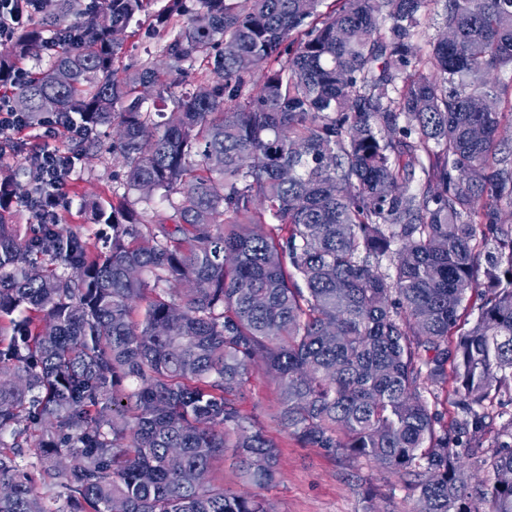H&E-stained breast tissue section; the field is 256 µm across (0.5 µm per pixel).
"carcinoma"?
<instances>
[{
  "instance_id": "carcinoma-1",
  "label": "carcinoma",
  "mask_w": 512,
  "mask_h": 512,
  "mask_svg": "<svg viewBox=\"0 0 512 512\" xmlns=\"http://www.w3.org/2000/svg\"><path fill=\"white\" fill-rule=\"evenodd\" d=\"M198 2L153 15L170 70L212 75L163 122L143 90L175 83L115 65L151 0H58L0 55L21 112L77 114L68 152L125 174L110 208L90 203L100 252L59 223L20 236L10 211L36 181L0 176V512H49L58 486L57 512H269L278 446L238 408L260 362L283 428L398 477L415 512H512V431L481 442L512 390V78L486 80L512 71V0H444L456 41L425 55L428 0ZM67 31L78 46L12 86ZM145 184L168 212L136 208ZM450 378L452 424L424 395ZM227 448L251 493L204 479ZM510 391H502L493 402L485 420L486 429L483 448L491 451L497 445V437L512 420V398Z\"/></svg>"
}]
</instances>
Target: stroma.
I'll list each match as a JSON object with an SVG mask.
<instances>
[{
    "mask_svg": "<svg viewBox=\"0 0 512 512\" xmlns=\"http://www.w3.org/2000/svg\"><path fill=\"white\" fill-rule=\"evenodd\" d=\"M119 55V65L135 70L145 60L164 63L166 31L154 28L147 16L132 23ZM123 170L108 155L82 157L67 181V205L60 217L91 247H103L107 227L92 223L85 202L108 203L120 186ZM281 386L275 377L256 372L239 404L279 447L281 479L266 491L273 512H413L415 500L396 480L381 479L377 467L360 459L332 455L302 445L276 418Z\"/></svg>",
    "mask_w": 512,
    "mask_h": 512,
    "instance_id": "1",
    "label": "stroma"
}]
</instances>
